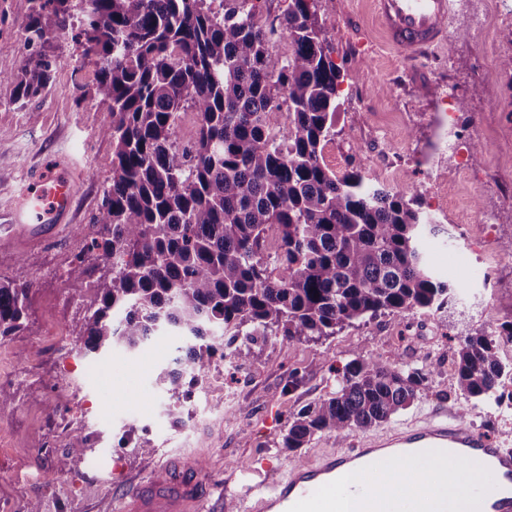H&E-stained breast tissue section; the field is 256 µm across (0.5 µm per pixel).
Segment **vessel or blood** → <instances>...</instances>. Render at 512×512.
Here are the masks:
<instances>
[{
  "mask_svg": "<svg viewBox=\"0 0 512 512\" xmlns=\"http://www.w3.org/2000/svg\"><path fill=\"white\" fill-rule=\"evenodd\" d=\"M379 25L389 45L409 64L447 42L450 0H374ZM73 175L62 170L33 179L14 211L5 242L17 247L42 244L69 227L74 206ZM416 466L417 488L395 495L370 481L371 474L390 461ZM479 460L490 478L466 498L464 512H512V448L488 438L445 408L422 421L368 436L356 447L333 450L292 467L287 478L274 475L238 501L239 512H436L431 488L441 469H458L460 462ZM358 467L356 486L339 492L349 467ZM202 482L193 458H173L145 479L128 485L117 512H200Z\"/></svg>",
  "mask_w": 512,
  "mask_h": 512,
  "instance_id": "vessel-or-blood-1",
  "label": "vessel or blood"
}]
</instances>
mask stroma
Wrapping results in <instances>:
<instances>
[{
	"instance_id": "obj_1",
	"label": "stroma",
	"mask_w": 512,
	"mask_h": 512,
	"mask_svg": "<svg viewBox=\"0 0 512 512\" xmlns=\"http://www.w3.org/2000/svg\"><path fill=\"white\" fill-rule=\"evenodd\" d=\"M30 11V0H0L5 76L27 55ZM318 19L343 74L324 160L336 175L357 169L373 183L420 196L442 227L423 247L448 278L450 303L358 322L316 342L270 337L250 345L245 360L218 361L169 415L158 376L174 370L180 338L107 354L85 351L75 339L83 284L64 271L78 254L87 265L98 262L84 234L112 182V141L100 133L107 107L96 96L95 59L71 22L47 49L57 65L40 94L20 99L12 83H0V225L11 223L16 197L53 160L81 173L73 231L23 254L0 248V277L22 266L33 283L23 330L0 339V387L15 399L0 414V512H28L35 500L43 512H113L130 479L176 452L196 455L203 512H216L226 491L258 482L261 462L288 470V418L335 391V367L369 355L426 365L429 390L390 421L412 423L455 399L458 340L512 320V265L500 260L501 242L512 238V69L501 65L512 52V14L500 13L496 0H453L447 49L416 71L386 43L372 0H323ZM448 109L464 137L459 152L440 150ZM465 167L480 174L481 184L462 182ZM484 215L493 219L488 234L477 223ZM487 273L490 288L483 285ZM466 420L512 444V398L468 407ZM77 428L90 435L91 447L58 470ZM138 436L152 441L153 454L129 446Z\"/></svg>"
}]
</instances>
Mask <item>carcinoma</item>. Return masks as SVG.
Instances as JSON below:
<instances>
[{
  "label": "carcinoma",
  "mask_w": 512,
  "mask_h": 512,
  "mask_svg": "<svg viewBox=\"0 0 512 512\" xmlns=\"http://www.w3.org/2000/svg\"><path fill=\"white\" fill-rule=\"evenodd\" d=\"M31 2L24 40L37 58L0 81L19 99L39 94L53 68L42 49L78 15L108 105L101 133L112 139V185L87 243L105 269L79 258L66 270L85 282L77 339L110 352L182 337L170 412L186 398L182 376H207L226 335L248 346L270 336L310 342L365 318L447 304L449 285L421 248L436 225L418 199L325 163L342 75L319 0H288L270 23L260 20L264 0ZM281 36L291 52L275 68L270 46ZM187 108L198 124L184 148L176 128ZM273 113L284 119L281 136ZM31 289L22 267L0 278V336L22 329ZM502 336L512 337V321L459 341L457 398L500 402L512 376L498 358ZM337 375L336 391L288 420L282 447L379 426L428 389L424 369L374 356Z\"/></svg>",
  "instance_id": "1"
}]
</instances>
